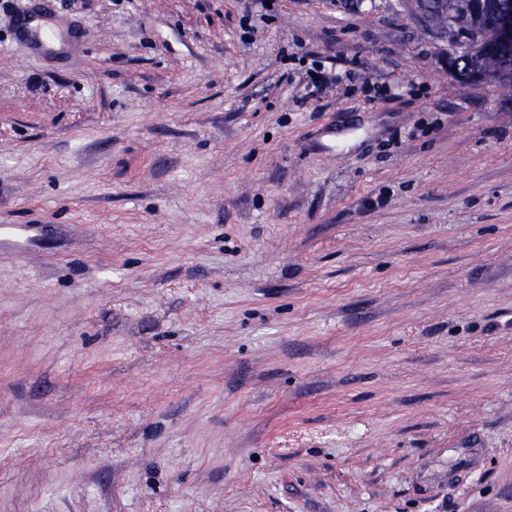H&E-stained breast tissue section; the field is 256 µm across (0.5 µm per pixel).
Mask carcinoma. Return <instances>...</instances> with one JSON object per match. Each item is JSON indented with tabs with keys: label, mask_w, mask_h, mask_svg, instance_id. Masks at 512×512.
<instances>
[{
	"label": "carcinoma",
	"mask_w": 512,
	"mask_h": 512,
	"mask_svg": "<svg viewBox=\"0 0 512 512\" xmlns=\"http://www.w3.org/2000/svg\"><path fill=\"white\" fill-rule=\"evenodd\" d=\"M507 0H414V10L429 26L448 35L454 47L449 65L461 73L478 74L504 88L512 74H500L499 61L486 52L495 40L493 18Z\"/></svg>",
	"instance_id": "cac0c4a2"
}]
</instances>
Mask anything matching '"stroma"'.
Listing matches in <instances>:
<instances>
[{
	"label": "stroma",
	"instance_id": "obj_1",
	"mask_svg": "<svg viewBox=\"0 0 512 512\" xmlns=\"http://www.w3.org/2000/svg\"><path fill=\"white\" fill-rule=\"evenodd\" d=\"M448 53L408 0H0V512H512V89Z\"/></svg>",
	"mask_w": 512,
	"mask_h": 512
}]
</instances>
